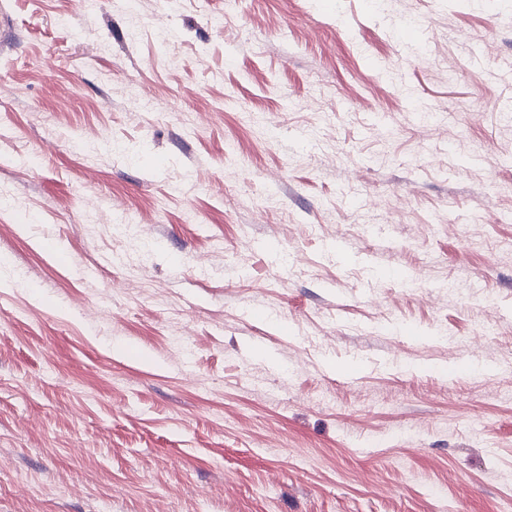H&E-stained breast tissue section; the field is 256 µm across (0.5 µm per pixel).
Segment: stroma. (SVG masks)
I'll return each mask as SVG.
<instances>
[{
    "label": "stroma",
    "mask_w": 512,
    "mask_h": 512,
    "mask_svg": "<svg viewBox=\"0 0 512 512\" xmlns=\"http://www.w3.org/2000/svg\"><path fill=\"white\" fill-rule=\"evenodd\" d=\"M0 193V512H512V0H0Z\"/></svg>",
    "instance_id": "35a3bbf8"
}]
</instances>
